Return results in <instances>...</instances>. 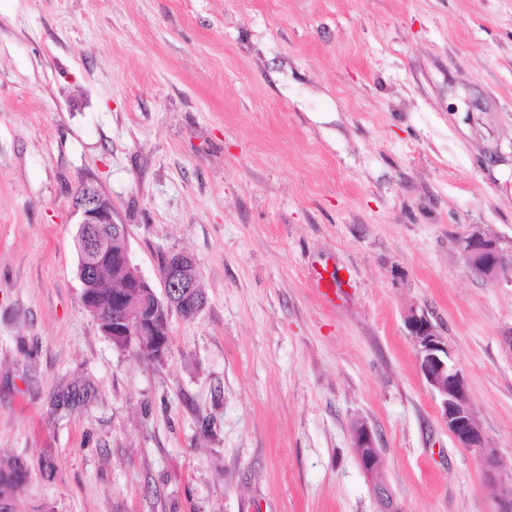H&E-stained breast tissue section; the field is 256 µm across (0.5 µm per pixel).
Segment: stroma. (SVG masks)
<instances>
[{"mask_svg": "<svg viewBox=\"0 0 512 512\" xmlns=\"http://www.w3.org/2000/svg\"><path fill=\"white\" fill-rule=\"evenodd\" d=\"M207 296L160 359L81 302L73 199ZM512 0H0V464L16 512H496L420 374L427 313L512 473ZM336 272L335 293L318 279ZM463 256L467 264L489 279H498L510 270V259L498 244L480 234L463 240ZM353 448L358 462L365 474L372 481L374 496L380 507V512H402L388 485L378 476L382 469V456L376 443L373 431L365 426H359L353 434ZM28 466L16 459L7 467L0 466V512H14L13 503L27 481Z\"/></svg>", "mask_w": 512, "mask_h": 512, "instance_id": "1", "label": "stroma"}]
</instances>
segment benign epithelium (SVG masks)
I'll use <instances>...</instances> for the list:
<instances>
[{"label":"benign epithelium","mask_w":512,"mask_h":512,"mask_svg":"<svg viewBox=\"0 0 512 512\" xmlns=\"http://www.w3.org/2000/svg\"><path fill=\"white\" fill-rule=\"evenodd\" d=\"M83 224H110L112 237H127L126 225L117 221L109 200L92 185H85L84 193L73 201ZM91 253L90 276H95L106 264L103 239L87 238ZM463 256L467 264L489 279H497L512 269V260L498 244L480 234H472L463 240ZM124 268L127 283L136 289L139 301L131 309L129 298L116 294L112 297L114 311L105 335L112 343L129 339L125 348L135 349L138 343L148 342L153 354L159 358L168 351L169 319L173 313L189 310L198 314L205 301L197 294L199 271L195 260L183 252L165 255L163 295L159 296L136 266L125 257ZM405 324L417 345L418 368L439 400V415L448 432L461 448L473 451L482 461L487 481L498 488L497 512H512V475H503L497 449L478 425L468 402L467 385L462 371L449 353L448 346L435 330L425 313L411 310ZM353 448L358 462L372 481L374 496L380 512H402L388 485L378 476L382 469V456L373 431L359 426L353 434Z\"/></svg>","instance_id":"obj_1"}]
</instances>
